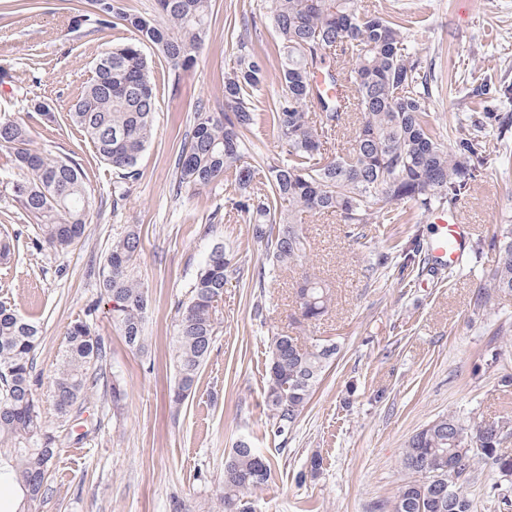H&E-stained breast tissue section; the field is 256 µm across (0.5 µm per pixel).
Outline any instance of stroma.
<instances>
[{"mask_svg":"<svg viewBox=\"0 0 512 512\" xmlns=\"http://www.w3.org/2000/svg\"><path fill=\"white\" fill-rule=\"evenodd\" d=\"M365 2L406 19L412 44L434 74L429 110L441 134L461 122H484L487 163L458 201L475 234L455 267L432 263L434 228L410 206L403 223L362 225L356 239L336 216L308 217L302 264L262 280L265 250L228 204L223 183L176 189L173 159L199 104L224 109V72L237 49L223 19L252 16L261 0H216L219 18L190 68L173 72L152 54L159 90L154 137L117 204L118 173L96 157L66 114L92 76L93 59L131 32L87 31L59 10L58 0L0 13V71L8 74L0 83V116L24 122L33 99L48 100L57 120L34 125L32 146L80 163L94 198L76 246L63 253L34 248L35 220L10 190L20 173L0 148V236L15 241L11 263L0 265V302L42 330L35 390L58 447L33 512H224V458L242 438L273 462L271 482L253 495L256 512H376L396 497L405 477L401 452L429 421L512 415V386L500 382L512 374V293L487 308L476 300L497 260L496 242L512 231V0ZM129 224L140 231L134 272L150 300L140 351L113 327L98 278L113 239ZM218 243L233 255L240 278L224 288L196 391L176 407L168 392L178 311ZM410 245L418 250L415 264L399 270L400 251ZM306 276L321 280L331 298L327 313L308 325L294 320V285ZM90 308L107 348L103 371L119 376L125 398L113 408L101 385L83 409L62 418L51 383L69 324ZM281 331L338 346L284 441L270 433L263 403L268 341ZM315 454L323 462L313 477L307 464Z\"/></svg>","mask_w":512,"mask_h":512,"instance_id":"obj_1","label":"stroma"}]
</instances>
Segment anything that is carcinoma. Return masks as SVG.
Here are the masks:
<instances>
[{
	"label": "carcinoma",
	"instance_id": "cac0c4a2",
	"mask_svg": "<svg viewBox=\"0 0 512 512\" xmlns=\"http://www.w3.org/2000/svg\"><path fill=\"white\" fill-rule=\"evenodd\" d=\"M78 26L101 32L122 25L135 38L116 43L94 61L93 76L68 117L92 143L97 157L121 179L133 181L138 161L154 134L158 98L142 45L151 44L176 68L194 64L215 13L213 0H154L151 13L124 0H61ZM260 17L273 26L280 91L266 120L286 148L282 159L255 165L246 143L254 134L266 69L244 28L225 19L235 40L234 66L224 73V111L199 105L191 131L175 155L177 188H204L229 178L230 204L252 224L273 268L301 262L307 241L303 216L333 214L342 224H398L411 204L428 213L464 196L485 165L482 125L461 124L444 139L430 120V75L405 36V20L360 0H264ZM349 86L330 97L319 84ZM353 114L359 126L345 151L329 158L325 131L339 132ZM30 118L56 121L49 103L31 102ZM0 147L10 150L22 178L11 183L14 200L37 220L38 247L66 251L90 223L91 189L71 159L31 148V128L0 117ZM134 224L113 240L99 269L100 286L112 301V324L126 344L144 347L149 299L134 275L140 249ZM240 276L218 243L190 285L176 324L175 382L169 402L181 405L195 392L216 335V307L224 285ZM512 293V235L498 242V259L477 300L487 305ZM301 317L317 320L327 310L328 289L306 278L298 285ZM41 329L0 304V477L28 484L27 503L45 492L56 440L42 423L34 395V353ZM338 346H308L286 334L269 341L264 405L273 437L286 438L308 405ZM107 350L95 328L71 322L62 361L52 381V401L65 417L100 380ZM512 417L464 424L453 416L430 421L410 437L401 456L408 475L382 512H472L470 488L478 471L498 473L512 488V454L502 449ZM272 478L269 459L241 440L224 461V512H249L252 494Z\"/></svg>",
	"mask_w": 512,
	"mask_h": 512
}]
</instances>
